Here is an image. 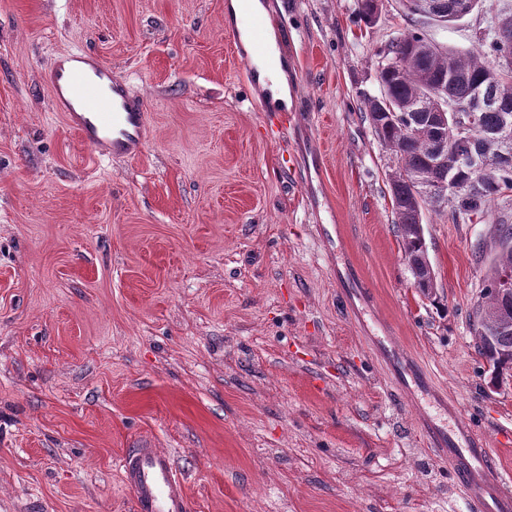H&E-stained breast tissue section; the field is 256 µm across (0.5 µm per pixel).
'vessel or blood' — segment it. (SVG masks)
Masks as SVG:
<instances>
[{
    "mask_svg": "<svg viewBox=\"0 0 512 512\" xmlns=\"http://www.w3.org/2000/svg\"><path fill=\"white\" fill-rule=\"evenodd\" d=\"M43 79L54 110L64 114L95 157L128 159L145 142V102L116 81L111 66L98 55L85 50L56 55ZM424 438L434 456L448 464L466 512H512V476L468 422L458 420L445 433L427 427ZM121 467L135 512H188L184 483L168 454L146 446L132 448Z\"/></svg>",
    "mask_w": 512,
    "mask_h": 512,
    "instance_id": "obj_1",
    "label": "vessel or blood"
}]
</instances>
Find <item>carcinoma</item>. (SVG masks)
<instances>
[{"label": "carcinoma", "mask_w": 512, "mask_h": 512, "mask_svg": "<svg viewBox=\"0 0 512 512\" xmlns=\"http://www.w3.org/2000/svg\"><path fill=\"white\" fill-rule=\"evenodd\" d=\"M457 2L459 0H403L405 27L378 52L382 58L393 59L394 68L377 70L380 95L360 93L361 117L397 159L389 177L392 208L403 257L413 262L410 272L415 280L427 276L422 243L425 210H438L440 201L421 197L406 176L425 172L429 185L436 188L445 187L448 177H453L458 190L447 193V201L451 203L450 218L456 223L486 219L489 203L512 190V162L491 165L476 178L466 168L455 165L456 156L461 154L472 151L494 156L504 149L492 132L501 125L504 115L512 114V76L499 73L494 62L499 56H512V37L496 40L482 32L476 35L475 47L468 51L436 44L423 55L414 51L417 44L428 41L423 31L426 21L418 20L417 14H446ZM429 88L441 91L448 100L458 103L471 100L478 92L487 107L473 115L450 112L448 123L435 129L431 113L416 105ZM471 122L486 132V136L475 141L466 139L464 129ZM440 141L448 147V164L434 168L431 161ZM494 231L506 246L490 259L487 288L494 287L501 268H512V224L503 218L496 222ZM493 326L494 321L488 320L475 329L478 355L492 368L512 365V331L494 333Z\"/></svg>", "instance_id": "cac0c4a2"}]
</instances>
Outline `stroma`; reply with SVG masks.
<instances>
[{
    "label": "stroma",
    "instance_id": "1",
    "mask_svg": "<svg viewBox=\"0 0 512 512\" xmlns=\"http://www.w3.org/2000/svg\"><path fill=\"white\" fill-rule=\"evenodd\" d=\"M227 0H0V512H134L121 458L172 456L190 512H463L375 341L392 337L512 470V388L474 345L490 222L427 212L422 295L395 167L359 114L404 27L358 0H263L295 116L254 104ZM502 0L428 38L472 47ZM94 52L143 97L137 157L53 111L49 59ZM373 290L351 293L349 270Z\"/></svg>",
    "mask_w": 512,
    "mask_h": 512
}]
</instances>
